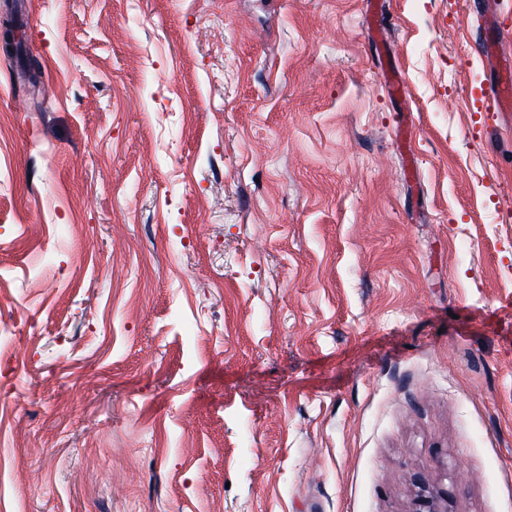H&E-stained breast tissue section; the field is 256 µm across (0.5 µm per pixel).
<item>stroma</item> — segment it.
Listing matches in <instances>:
<instances>
[{
    "mask_svg": "<svg viewBox=\"0 0 512 512\" xmlns=\"http://www.w3.org/2000/svg\"><path fill=\"white\" fill-rule=\"evenodd\" d=\"M9 4L0 512H512V0ZM494 100L502 106L512 103V67L497 66L496 78L493 83ZM409 481L414 488V509L412 512H451L448 509L452 498L448 488L435 487L418 471L409 474Z\"/></svg>",
    "mask_w": 512,
    "mask_h": 512,
    "instance_id": "35a3bbf8",
    "label": "stroma"
}]
</instances>
